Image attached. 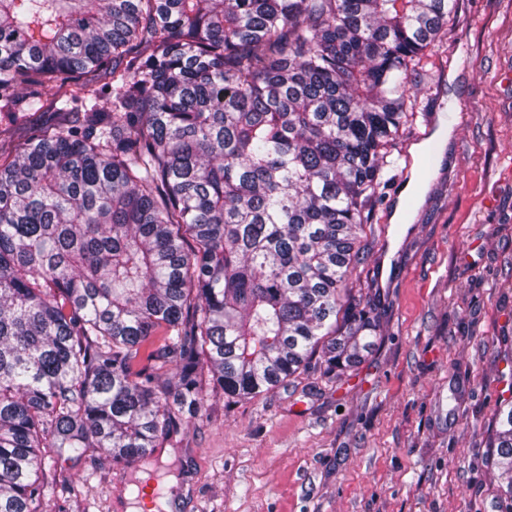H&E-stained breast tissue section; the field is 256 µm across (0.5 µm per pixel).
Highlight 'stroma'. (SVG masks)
<instances>
[{
    "label": "stroma",
    "mask_w": 512,
    "mask_h": 512,
    "mask_svg": "<svg viewBox=\"0 0 512 512\" xmlns=\"http://www.w3.org/2000/svg\"><path fill=\"white\" fill-rule=\"evenodd\" d=\"M413 82L422 115L401 140L433 167L418 201L406 171L372 210L357 285L382 334L365 360L248 401L210 390L150 458L50 469L51 512H136L130 480L158 467L163 512H498L487 430L512 394L498 349L512 334V0H457L445 55Z\"/></svg>",
    "instance_id": "35a3bbf8"
}]
</instances>
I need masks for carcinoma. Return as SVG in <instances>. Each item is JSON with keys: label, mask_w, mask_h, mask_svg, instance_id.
<instances>
[{"label": "carcinoma", "mask_w": 512, "mask_h": 512, "mask_svg": "<svg viewBox=\"0 0 512 512\" xmlns=\"http://www.w3.org/2000/svg\"><path fill=\"white\" fill-rule=\"evenodd\" d=\"M454 6L0 0V117L37 86L65 116L0 142V512H46L50 462L146 458L204 373L243 401L362 361L352 275ZM489 447L512 512V399Z\"/></svg>", "instance_id": "cac0c4a2"}]
</instances>
